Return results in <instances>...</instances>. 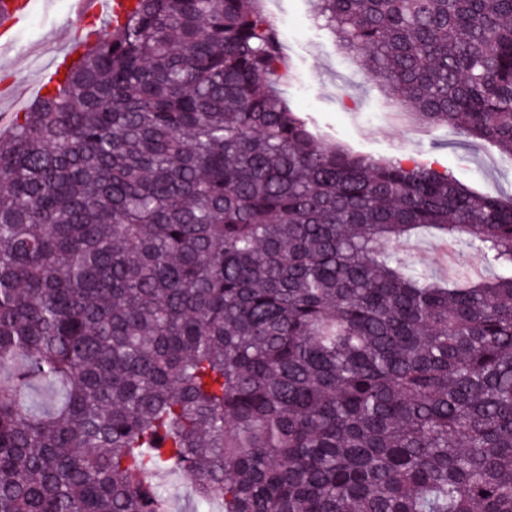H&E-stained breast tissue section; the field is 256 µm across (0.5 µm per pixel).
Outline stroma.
Listing matches in <instances>:
<instances>
[{
    "mask_svg": "<svg viewBox=\"0 0 512 512\" xmlns=\"http://www.w3.org/2000/svg\"><path fill=\"white\" fill-rule=\"evenodd\" d=\"M287 17L292 35L283 49L298 79L281 92L326 138L379 159L431 162L477 190L512 193V165L497 149L449 126H418L405 115L385 112L379 82L334 50L330 32L313 21L305 0H288ZM69 19V0H37L10 48L0 54V77L7 79L0 98L1 134L10 131L13 113L24 111L46 82L60 38L58 27Z\"/></svg>",
    "mask_w": 512,
    "mask_h": 512,
    "instance_id": "stroma-1",
    "label": "stroma"
}]
</instances>
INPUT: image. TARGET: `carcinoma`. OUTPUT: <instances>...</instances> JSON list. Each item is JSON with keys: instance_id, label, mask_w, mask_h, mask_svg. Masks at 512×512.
I'll return each instance as SVG.
<instances>
[{"instance_id": "cac0c4a2", "label": "carcinoma", "mask_w": 512, "mask_h": 512, "mask_svg": "<svg viewBox=\"0 0 512 512\" xmlns=\"http://www.w3.org/2000/svg\"><path fill=\"white\" fill-rule=\"evenodd\" d=\"M131 2L0 140V512H512V196L326 143L262 0ZM308 2L512 163V0ZM440 241L431 234H422L404 243L400 247V254L408 263L417 268L433 271L438 276L448 277V280H454L457 277L463 278L448 275V270L440 264L438 255ZM175 475L169 478L175 485L171 498L172 512H193L197 510L191 478L183 473Z\"/></svg>"}]
</instances>
